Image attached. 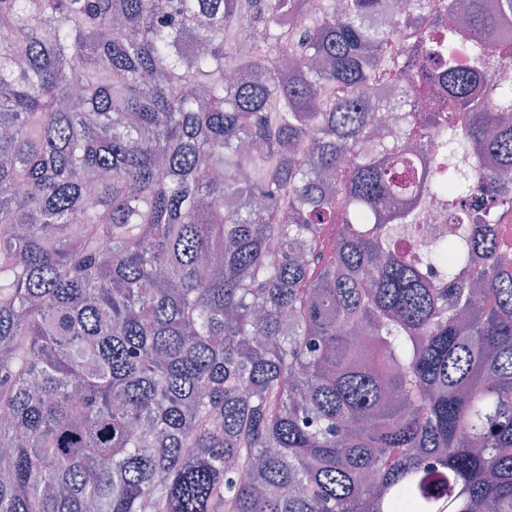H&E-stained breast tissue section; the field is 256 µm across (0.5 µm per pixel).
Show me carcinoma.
Returning a JSON list of instances; mask_svg holds the SVG:
<instances>
[{"mask_svg":"<svg viewBox=\"0 0 512 512\" xmlns=\"http://www.w3.org/2000/svg\"><path fill=\"white\" fill-rule=\"evenodd\" d=\"M389 10L0 0V512H512V0Z\"/></svg>","mask_w":512,"mask_h":512,"instance_id":"cac0c4a2","label":"carcinoma"}]
</instances>
